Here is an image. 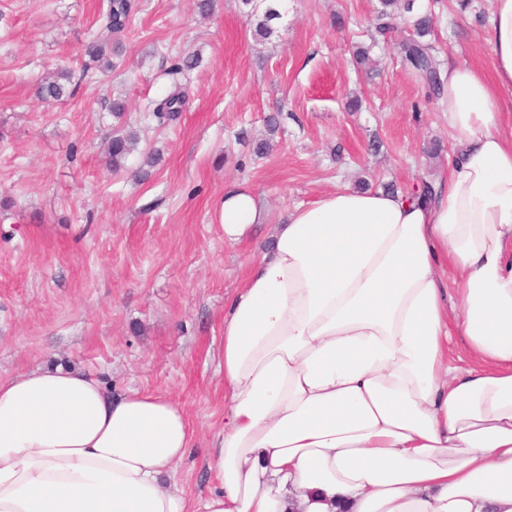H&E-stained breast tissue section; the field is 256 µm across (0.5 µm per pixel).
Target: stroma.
Segmentation results:
<instances>
[{"mask_svg":"<svg viewBox=\"0 0 512 512\" xmlns=\"http://www.w3.org/2000/svg\"><path fill=\"white\" fill-rule=\"evenodd\" d=\"M278 4L275 34L258 43L241 0H216L205 17L197 0H136L103 72L87 46L109 0H0V376L74 365L174 399L195 432L178 467L193 496L211 489L203 452L224 425V299L272 225L339 186L438 184L453 150L446 104L401 62L405 17L382 37L379 0ZM429 7L438 63L490 68L492 0L463 14L455 0H415ZM359 46L370 65L355 64ZM190 54L198 65L172 74ZM60 71L66 95L38 100L34 87ZM176 83L188 103L158 125L153 104ZM116 130L138 137L118 172L107 163ZM264 137L268 153H254ZM153 151L160 164L132 177ZM230 181L265 204L254 243H224Z\"/></svg>","mask_w":512,"mask_h":512,"instance_id":"35a3bbf8","label":"stroma"}]
</instances>
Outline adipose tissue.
<instances>
[{
  "mask_svg": "<svg viewBox=\"0 0 512 512\" xmlns=\"http://www.w3.org/2000/svg\"><path fill=\"white\" fill-rule=\"evenodd\" d=\"M492 7L491 69L441 72L437 195L295 206L225 301L216 492L177 476L178 403L57 366L0 377V512H512V0ZM266 216L225 185V244Z\"/></svg>",
  "mask_w": 512,
  "mask_h": 512,
  "instance_id": "ef3b65f1",
  "label": "adipose tissue"
}]
</instances>
